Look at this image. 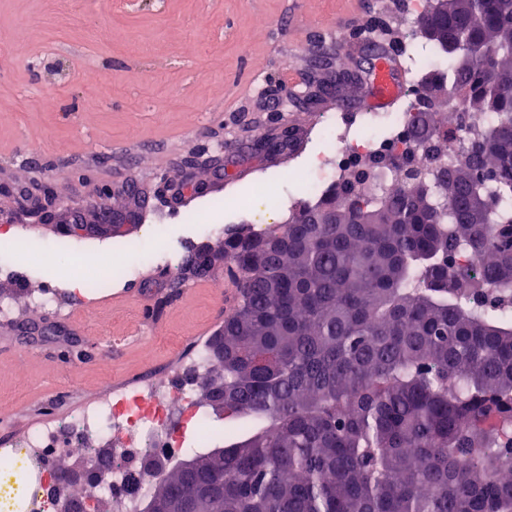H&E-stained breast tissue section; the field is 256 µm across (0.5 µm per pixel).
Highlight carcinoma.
<instances>
[{"mask_svg":"<svg viewBox=\"0 0 512 512\" xmlns=\"http://www.w3.org/2000/svg\"><path fill=\"white\" fill-rule=\"evenodd\" d=\"M413 26L444 59L487 50L434 74L498 120L457 152L433 115V146L382 159L396 189L346 179L181 259L240 271L200 397L224 385L252 426L157 478L161 512H512V0H426Z\"/></svg>","mask_w":512,"mask_h":512,"instance_id":"carcinoma-1","label":"carcinoma"}]
</instances>
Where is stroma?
I'll return each mask as SVG.
<instances>
[{"label": "stroma", "instance_id": "obj_1", "mask_svg": "<svg viewBox=\"0 0 512 512\" xmlns=\"http://www.w3.org/2000/svg\"><path fill=\"white\" fill-rule=\"evenodd\" d=\"M378 18L400 44L411 20L396 0H0V178L49 184L64 207L109 187L105 205L126 209L122 189L131 183L151 197L121 234L83 240L121 256L127 275L91 301L71 291L59 317L30 301L62 283L70 240L0 197L16 239L0 246V258L21 257L26 273L21 283L0 279L15 307L0 319V444L171 371L218 332L236 304V271L219 265L205 286L190 281L174 293L171 263L225 230L283 223L289 202H302L288 170L323 167L316 124L336 102L297 109L273 91L289 73L308 72L318 42L335 50L337 64L366 65L368 44L354 31ZM18 41L26 55L11 53ZM278 124L294 129L291 149L251 150ZM191 153L223 155L229 177L214 181L199 169L206 193L171 203L162 191L186 182L182 160ZM156 253L168 264L151 263ZM31 322L50 335L23 339ZM125 334L131 343L116 345Z\"/></svg>", "mask_w": 512, "mask_h": 512}]
</instances>
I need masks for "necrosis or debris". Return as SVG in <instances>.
Returning a JSON list of instances; mask_svg holds the SVG:
<instances>
[{"label": "necrosis or debris", "instance_id": "4bbe7bcc", "mask_svg": "<svg viewBox=\"0 0 512 512\" xmlns=\"http://www.w3.org/2000/svg\"><path fill=\"white\" fill-rule=\"evenodd\" d=\"M411 102L400 98L393 112H328L321 117L329 146L324 167L305 185L313 195L325 193L345 171L369 156L401 149L408 133ZM208 346L199 343L178 361L162 382L144 380L115 389L83 405L72 419L53 420L26 432L11 447L0 448V500H18L20 512H59L69 490L49 481L61 458L80 451L89 468H101L100 479L85 484L88 503L111 499L114 512H141L152 491L139 477L136 458L152 452L176 461L204 450L210 419L196 396V384L208 362ZM180 412L191 436L175 433L170 417Z\"/></svg>", "mask_w": 512, "mask_h": 512}]
</instances>
